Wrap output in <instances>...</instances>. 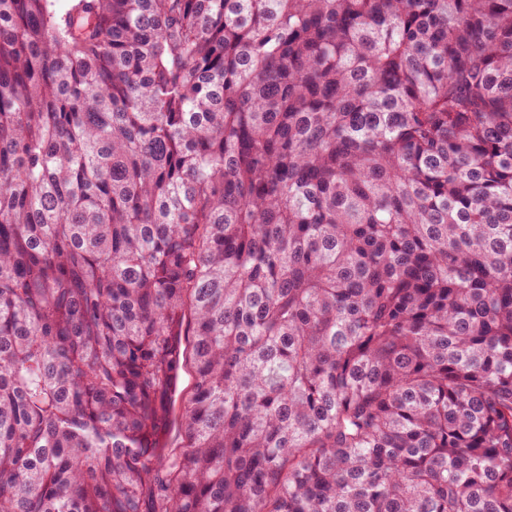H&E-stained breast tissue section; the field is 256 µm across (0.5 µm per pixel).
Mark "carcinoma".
I'll use <instances>...</instances> for the list:
<instances>
[{
    "label": "carcinoma",
    "mask_w": 512,
    "mask_h": 512,
    "mask_svg": "<svg viewBox=\"0 0 512 512\" xmlns=\"http://www.w3.org/2000/svg\"><path fill=\"white\" fill-rule=\"evenodd\" d=\"M0 512H512V0H0Z\"/></svg>",
    "instance_id": "carcinoma-1"
}]
</instances>
